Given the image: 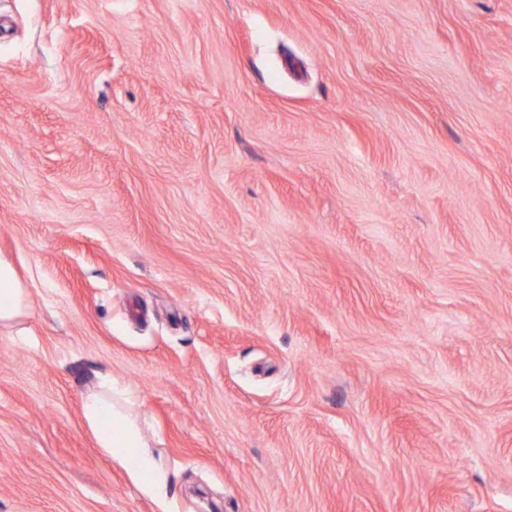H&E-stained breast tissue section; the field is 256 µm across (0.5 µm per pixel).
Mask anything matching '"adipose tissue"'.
Wrapping results in <instances>:
<instances>
[{
	"label": "adipose tissue",
	"mask_w": 512,
	"mask_h": 512,
	"mask_svg": "<svg viewBox=\"0 0 512 512\" xmlns=\"http://www.w3.org/2000/svg\"><path fill=\"white\" fill-rule=\"evenodd\" d=\"M28 305V291L13 264L0 256V323L18 318ZM128 393L102 378L98 389L82 400V414L99 448L108 458L132 464L139 472L153 468L148 441L140 431L137 417L129 409Z\"/></svg>",
	"instance_id": "obj_1"
}]
</instances>
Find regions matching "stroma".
<instances>
[{"label":"stroma","mask_w":512,"mask_h":512,"mask_svg":"<svg viewBox=\"0 0 512 512\" xmlns=\"http://www.w3.org/2000/svg\"><path fill=\"white\" fill-rule=\"evenodd\" d=\"M0 253V512H512V0H0ZM27 306V288L13 264L0 255V323L14 321ZM128 393L103 377L99 388L82 400V414L109 460L130 463L139 472L153 469V459L145 448L148 441L140 431L137 417L129 409Z\"/></svg>","instance_id":"stroma-1"}]
</instances>
